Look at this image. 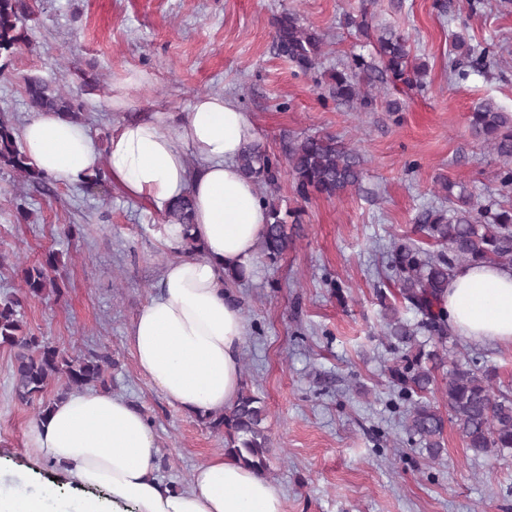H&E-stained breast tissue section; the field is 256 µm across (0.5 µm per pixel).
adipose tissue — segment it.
<instances>
[{
    "mask_svg": "<svg viewBox=\"0 0 512 512\" xmlns=\"http://www.w3.org/2000/svg\"><path fill=\"white\" fill-rule=\"evenodd\" d=\"M255 135L251 114L218 93L196 96L181 116L156 112L123 123L104 146L87 125L52 111L32 113L20 133L24 150L49 179L77 184L101 171L125 195L164 214L182 196L192 197L191 226L170 221L159 236L171 250L192 236L202 252L165 264L158 292L128 331L139 372L191 415L222 412L241 387L246 327L224 270L259 273L267 210L238 166ZM444 307L459 335L512 345V269H457ZM28 438L39 459L58 466V476L38 485L13 482L0 492V512H285L277 485L223 453L197 467L189 487H169L155 473L157 446L146 419L102 389L58 399L31 423Z\"/></svg>",
    "mask_w": 512,
    "mask_h": 512,
    "instance_id": "adipose-tissue-1",
    "label": "adipose tissue"
}]
</instances>
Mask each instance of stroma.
I'll list each match as a JSON object with an SVG mask.
<instances>
[{"instance_id": "1", "label": "stroma", "mask_w": 512, "mask_h": 512, "mask_svg": "<svg viewBox=\"0 0 512 512\" xmlns=\"http://www.w3.org/2000/svg\"><path fill=\"white\" fill-rule=\"evenodd\" d=\"M438 1L374 0L377 22L408 36L426 76L420 88L376 89L368 112L336 102L328 87L349 53H375L347 23L364 0H33L29 48L0 70V114L20 125L31 115L23 78L39 75L82 102L103 144L122 123L182 114L196 95L221 93L252 113L267 151L281 153L287 137L329 134L363 157L361 186L337 198L301 199L281 174L273 197L299 216L288 227L294 246L233 288L246 323L242 369L268 409L266 475L286 512H512V450L474 456L449 426L442 456L429 459L404 443L388 407L393 353L375 290L388 284L391 239L417 237L418 217L446 179L483 200L512 199L495 177L503 160L469 130L483 99L512 111V0H442V9ZM285 10L324 37L315 73L276 52L273 22ZM455 34L494 52L463 81L449 76ZM119 96L128 104L116 110ZM394 99L403 109L392 114ZM52 188L46 195L0 171V298L22 295L20 267L63 253L65 293L25 302L27 327L77 353L111 354L109 390L149 421L158 478L186 487L195 467L223 452L224 438L167 402L139 373L127 340L171 256L157 237L165 217L111 184L91 195L79 184ZM455 353L512 388L511 346L465 338ZM13 358L0 347V471L49 482L57 468L34 459L27 430L37 409L13 398Z\"/></svg>"}]
</instances>
